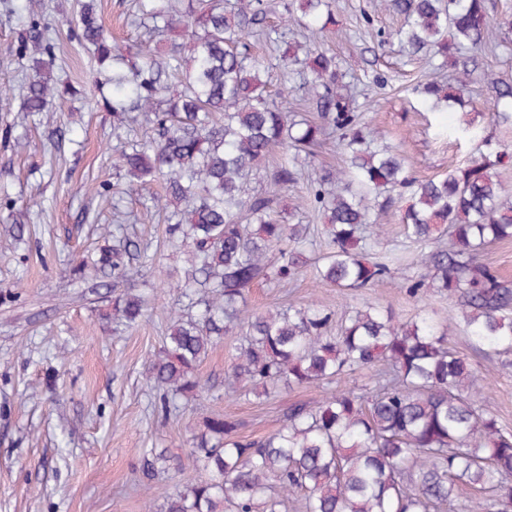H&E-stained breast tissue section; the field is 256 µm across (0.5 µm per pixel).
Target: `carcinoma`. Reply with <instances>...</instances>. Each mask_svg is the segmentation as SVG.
<instances>
[{"label":"carcinoma","mask_w":512,"mask_h":512,"mask_svg":"<svg viewBox=\"0 0 512 512\" xmlns=\"http://www.w3.org/2000/svg\"><path fill=\"white\" fill-rule=\"evenodd\" d=\"M378 8L403 20L395 37L410 56L453 52L468 59L489 37L485 0H379ZM265 0H142V18L162 36L181 29L182 41H151L129 56L112 49L94 5L79 12L80 41L100 64L112 66V99L104 106L121 125L140 112L155 136L131 140L116 159L128 190L154 181L164 195L152 208L165 214L168 246L188 253L184 294L200 314H177L163 348L146 368L161 410L200 388L196 370L224 336L244 331L225 382L240 396H260L281 386L309 387L352 375L382 362L371 384L338 390L292 408L282 426L262 440H244L235 421L215 414L192 433L189 456L199 475L166 497L162 512H288L302 496L303 512H444L460 487L474 491L464 512H512V431L498 421L489 397L475 398L477 371L448 343L449 326L426 314L397 319L366 302L344 314L319 303L247 308V292L260 281L297 279L307 264L310 225L290 224L279 191L310 166L323 136L336 134L345 165L313 171L309 195L323 218L328 252L314 277L341 290L374 288L403 259L371 255L381 235L379 216L405 200L401 223L407 238L428 246L448 237L450 247L419 253L408 291L429 288L455 294L454 323L487 357L512 356V287L479 254L512 239V191L495 167L504 155L477 150L467 165L415 180L398 147L366 129L351 84L324 48L288 41L315 26L335 24L332 0H288L279 25H266ZM286 49L264 64L251 39ZM52 44L32 31L19 54L53 57ZM52 61L38 60L20 88L0 77V104L19 101L24 115L46 111L55 94ZM432 71L417 88L432 107H459L462 129L478 112L465 110L464 90L473 71L463 68L443 90ZM288 95L295 83L319 121L296 118L274 104L273 83ZM512 109V85L497 88L491 115ZM280 152L272 188L256 186L267 158ZM116 244L80 271L91 288L133 283L148 263L146 250L127 228ZM143 297L115 296L112 317L130 327L143 316ZM152 475L171 468L165 450H150Z\"/></svg>","instance_id":"cac0c4a2"}]
</instances>
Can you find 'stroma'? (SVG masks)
<instances>
[{
  "instance_id": "obj_1",
  "label": "stroma",
  "mask_w": 512,
  "mask_h": 512,
  "mask_svg": "<svg viewBox=\"0 0 512 512\" xmlns=\"http://www.w3.org/2000/svg\"><path fill=\"white\" fill-rule=\"evenodd\" d=\"M0 0V77L24 83L31 57L19 56L21 31L6 21ZM139 0H97L107 34L119 47L148 38L134 19ZM25 14L44 27L54 46L57 92L46 120L16 123V111L0 107V512H145L143 455L168 449L175 469L153 483L156 505L196 477L187 456L188 428L217 413L236 420L238 434L258 439L274 433L289 407L318 401L336 387L368 384L370 371L339 383L283 388L266 398L228 393L239 334L225 336L200 364L203 393L168 413L145 380L146 367L163 346L172 313H187L190 300L178 289L183 255L165 245L166 223L150 213L152 184L138 195L113 202L111 187L122 181L113 167L120 145L112 114L110 67L87 53L76 37V0H23ZM336 28L314 33V41L336 53L357 93L363 118L388 142L401 145L411 177L444 174L470 160L475 143L458 133L454 110L431 112L412 88L431 71L404 56L397 41L379 43L376 32L395 31L400 21L378 10L376 0H335ZM496 46L478 52L470 111L481 113L479 136L512 152V116L488 118L497 86L512 83V32L491 30ZM308 176L283 192L295 224L316 229L307 256L325 249L322 225L311 208ZM29 213L31 233L16 241L3 219ZM133 225L152 263L135 284L149 301L138 327L112 324V300L88 288L76 274L83 257L111 245L104 225ZM413 269L367 291L320 285L312 272L290 284L258 283L248 294L256 312L319 302L343 315L372 302L401 320L428 312L447 322L455 310L448 292L425 288L410 294ZM451 346L481 369L480 387L489 391L503 427L512 429V365L488 368L483 352L457 328Z\"/></svg>"
}]
</instances>
